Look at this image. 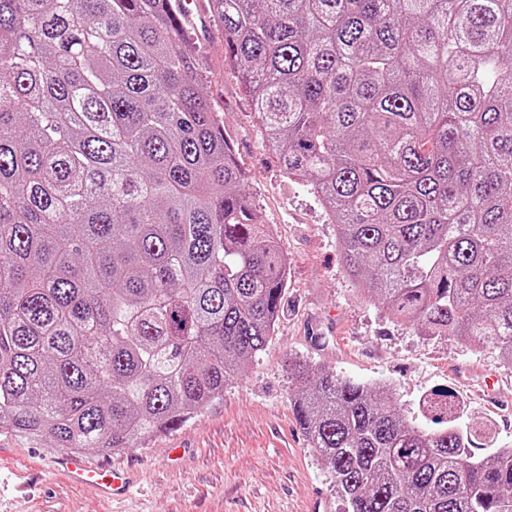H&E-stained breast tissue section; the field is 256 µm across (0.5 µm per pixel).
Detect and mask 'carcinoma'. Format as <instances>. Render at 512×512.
Returning <instances> with one entry per match:
<instances>
[{
    "instance_id": "1",
    "label": "carcinoma",
    "mask_w": 512,
    "mask_h": 512,
    "mask_svg": "<svg viewBox=\"0 0 512 512\" xmlns=\"http://www.w3.org/2000/svg\"><path fill=\"white\" fill-rule=\"evenodd\" d=\"M180 0H0V428L137 448L274 333L256 220ZM271 154L387 315L512 367V0H211ZM344 512H512V448L291 357Z\"/></svg>"
}]
</instances>
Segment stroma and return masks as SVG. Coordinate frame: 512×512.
I'll return each mask as SVG.
<instances>
[{"label":"stroma","instance_id":"1","mask_svg":"<svg viewBox=\"0 0 512 512\" xmlns=\"http://www.w3.org/2000/svg\"><path fill=\"white\" fill-rule=\"evenodd\" d=\"M199 41L202 80L224 134L247 176L260 224L288 256V284L275 332L224 396L141 448L102 456L134 475L126 512H308L321 498L326 512H342L336 483L293 414L288 359L301 356L358 382L386 381L402 413L429 426L420 404L438 389L455 393L466 424L486 422L497 446L512 448V369L496 349H472L452 337H430L389 319L347 277L336 227L309 186L288 180L266 150L252 103L224 60V31L209 18ZM186 453L178 464L170 448ZM49 441L0 428V512H113L89 489L53 469ZM29 472L18 492L14 468Z\"/></svg>","mask_w":512,"mask_h":512}]
</instances>
